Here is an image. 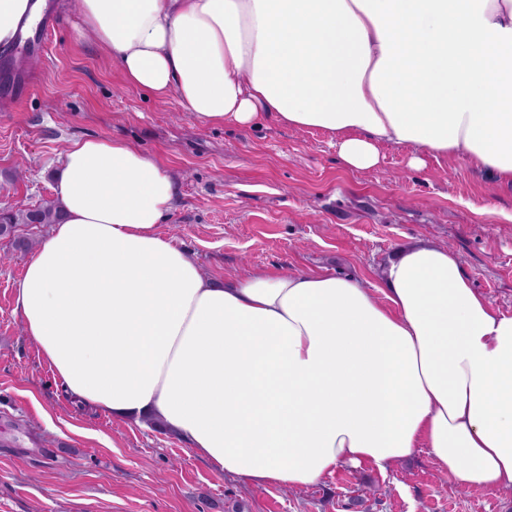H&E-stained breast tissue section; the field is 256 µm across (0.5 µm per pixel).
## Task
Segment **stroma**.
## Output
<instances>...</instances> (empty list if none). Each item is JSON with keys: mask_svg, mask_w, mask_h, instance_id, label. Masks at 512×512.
<instances>
[{"mask_svg": "<svg viewBox=\"0 0 512 512\" xmlns=\"http://www.w3.org/2000/svg\"><path fill=\"white\" fill-rule=\"evenodd\" d=\"M18 96L0 66V207L56 198L73 139L127 141L168 169L178 201L161 226L212 277L254 269L329 271L384 288L399 249L429 240L457 255L473 288L512 315V186L463 161L385 145L368 171L345 168L319 130L209 126L176 98L127 85L82 31L75 0ZM29 258L0 242V512H512V492H473L426 449L387 471L342 467L298 490L217 472L176 436L127 425L66 397L23 333L15 285Z\"/></svg>", "mask_w": 512, "mask_h": 512, "instance_id": "1", "label": "stroma"}]
</instances>
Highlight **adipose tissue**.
<instances>
[{"label": "adipose tissue", "instance_id": "ef3b65f1", "mask_svg": "<svg viewBox=\"0 0 512 512\" xmlns=\"http://www.w3.org/2000/svg\"><path fill=\"white\" fill-rule=\"evenodd\" d=\"M42 0H0V46ZM124 81L208 125L319 129L343 165L381 145L512 184V0H80ZM60 223L16 286L73 400L175 434L220 472L300 489L427 449L472 491L512 490V316L431 241L383 292L327 272L216 281L161 235L178 188L107 137L70 141Z\"/></svg>", "mask_w": 512, "mask_h": 512}]
</instances>
